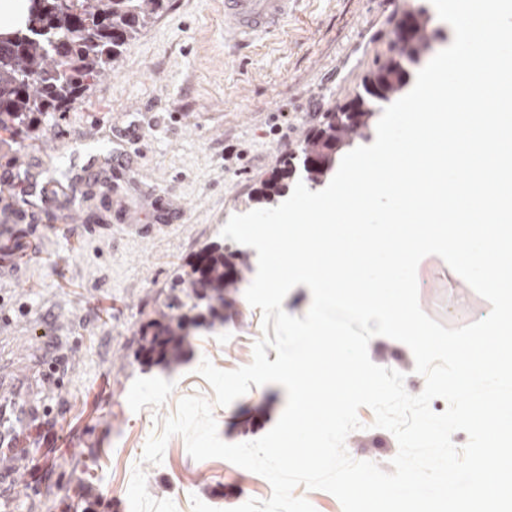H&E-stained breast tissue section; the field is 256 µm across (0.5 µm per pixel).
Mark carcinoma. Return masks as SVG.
I'll return each mask as SVG.
<instances>
[{
	"instance_id": "carcinoma-1",
	"label": "carcinoma",
	"mask_w": 512,
	"mask_h": 512,
	"mask_svg": "<svg viewBox=\"0 0 512 512\" xmlns=\"http://www.w3.org/2000/svg\"><path fill=\"white\" fill-rule=\"evenodd\" d=\"M42 10L37 0H30L24 26L0 39V130L23 139L37 128L38 116H64L70 105L87 88V82L108 74L124 50L160 15L165 0H66L56 7V0H45ZM428 19L414 16V32L407 39H397L395 55L381 62L361 92L350 102L357 115L348 124L334 121L306 136L300 165L310 157L324 161L310 181L319 183L336 164V142L352 145L355 138H368L370 121L376 105L398 98L408 84L407 66L417 64L431 48L427 34ZM296 174L290 164L278 170L260 190L259 201L271 203L288 187ZM206 287L209 301H196V268L178 274L170 285L180 294L166 303L168 312L144 324L140 330L141 348L155 347L153 334L163 337L162 365L169 368L185 359L189 328L203 325L191 312L209 311L208 325L224 323V294L236 287L237 280L224 277V246L207 247Z\"/></svg>"
}]
</instances>
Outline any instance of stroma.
<instances>
[{
  "label": "stroma",
  "mask_w": 512,
  "mask_h": 512,
  "mask_svg": "<svg viewBox=\"0 0 512 512\" xmlns=\"http://www.w3.org/2000/svg\"><path fill=\"white\" fill-rule=\"evenodd\" d=\"M420 9L432 52L448 47L453 29L431 0H300L284 33L243 49L224 40V0H166L63 119H42L36 137L18 144L0 138V175H15L0 185V227L10 228L0 236V358L48 370L37 394L42 413L24 428L21 446L0 458V472L17 478L0 486V512H192L195 497L228 512L270 497L264 477L223 459L193 460L181 437L169 440L158 465L142 462L143 447L181 398L213 399L197 372L202 360L222 370L247 365L262 335L261 311L245 299L257 252L223 240V226L256 209L262 182L354 96L389 56L400 18ZM132 122L140 141L130 184L112 192L104 174L89 170L62 181L80 210L60 197L15 223L29 174L70 167L68 137L103 146ZM218 242L245 259L223 323L192 330L191 352L175 369L138 363L140 328L164 311L172 278ZM418 299L448 327L491 309L438 258L421 275ZM368 354L402 372L409 393L423 390L405 344L377 336ZM286 402L282 386H251L214 407L220 439L260 438ZM358 419L349 454L391 471L394 435L374 427L370 408Z\"/></svg>",
  "instance_id": "stroma-1"
}]
</instances>
